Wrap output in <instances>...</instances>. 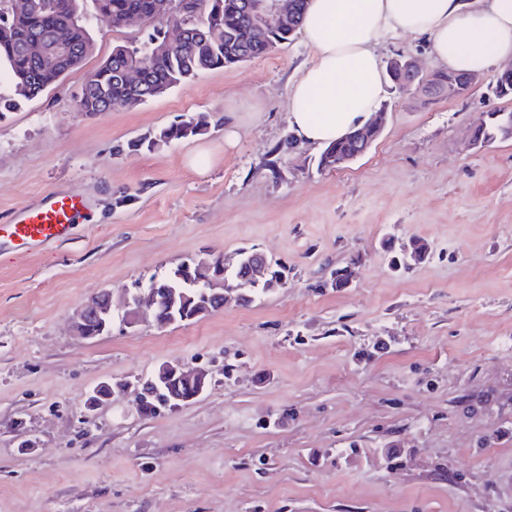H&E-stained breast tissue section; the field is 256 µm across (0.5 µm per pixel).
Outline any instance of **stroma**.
<instances>
[{"label":"stroma","mask_w":512,"mask_h":512,"mask_svg":"<svg viewBox=\"0 0 512 512\" xmlns=\"http://www.w3.org/2000/svg\"><path fill=\"white\" fill-rule=\"evenodd\" d=\"M82 22L92 54L0 118V224L56 191L89 203L73 236L0 251V512H512V139L468 145L488 110L512 111L491 93L497 68L451 98L385 90L380 137L328 170L320 147L275 150L312 59L302 36L88 116L74 108L88 75L149 28H107L90 6ZM376 51L441 67L420 38ZM193 114L207 134L116 151ZM415 239L430 255L394 267ZM244 249L287 284L189 325L71 332L99 292L118 301ZM167 362L208 369L207 392L148 417L130 393L85 413L99 382ZM19 418L37 448H18Z\"/></svg>","instance_id":"1"}]
</instances>
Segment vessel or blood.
Returning a JSON list of instances; mask_svg holds the SVG:
<instances>
[{
  "label": "vessel or blood",
  "mask_w": 512,
  "mask_h": 512,
  "mask_svg": "<svg viewBox=\"0 0 512 512\" xmlns=\"http://www.w3.org/2000/svg\"><path fill=\"white\" fill-rule=\"evenodd\" d=\"M85 203L73 195L57 193L38 204L21 208L10 224L0 225V239L27 247H41L72 235Z\"/></svg>",
  "instance_id": "vessel-or-blood-1"
}]
</instances>
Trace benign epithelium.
I'll return each mask as SVG.
<instances>
[{"label":"benign epithelium","instance_id":"1","mask_svg":"<svg viewBox=\"0 0 512 512\" xmlns=\"http://www.w3.org/2000/svg\"><path fill=\"white\" fill-rule=\"evenodd\" d=\"M296 4L292 0H251L250 9L258 29L273 25L295 11ZM192 12L189 0H156L154 15L165 17L168 21V34L159 46L161 50H170L182 40L186 27L185 19ZM387 76L392 88L405 92L412 89L428 95L446 94L450 97L460 94L465 86L472 87L477 78L475 75L459 77L447 70L425 73L419 64L402 55L390 58L385 65ZM386 112L381 109L365 123L364 127L346 135V140L353 143V148L340 159L336 167L342 168L363 155L373 140L383 132ZM236 279L249 281L251 286L262 285L275 288L282 281L268 280L269 261L255 251L241 252L232 265ZM169 284L166 281L154 282L144 286L139 293L125 297L119 305H114L112 292L104 291L88 299L77 310L72 318V331L85 339L101 335L106 329V320L114 317V308L123 310L124 325L133 328L146 318L153 319L159 328L175 323V318L162 313V299L168 296ZM211 382L209 372L198 367L183 363H164L147 380L132 383L126 380H105L99 382L83 395V406L94 411L99 406L112 401L118 393L134 388L137 394V410L144 412L148 400H153L171 410H178L200 399L208 390Z\"/></svg>","mask_w":512,"mask_h":512}]
</instances>
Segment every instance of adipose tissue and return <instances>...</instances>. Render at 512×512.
Instances as JSON below:
<instances>
[{
    "label": "adipose tissue",
    "mask_w": 512,
    "mask_h": 512,
    "mask_svg": "<svg viewBox=\"0 0 512 512\" xmlns=\"http://www.w3.org/2000/svg\"><path fill=\"white\" fill-rule=\"evenodd\" d=\"M302 31L315 61L288 91L289 123L301 142L323 145L375 111L379 38H425L449 69L480 73L512 58V0H309Z\"/></svg>",
    "instance_id": "adipose-tissue-1"
}]
</instances>
